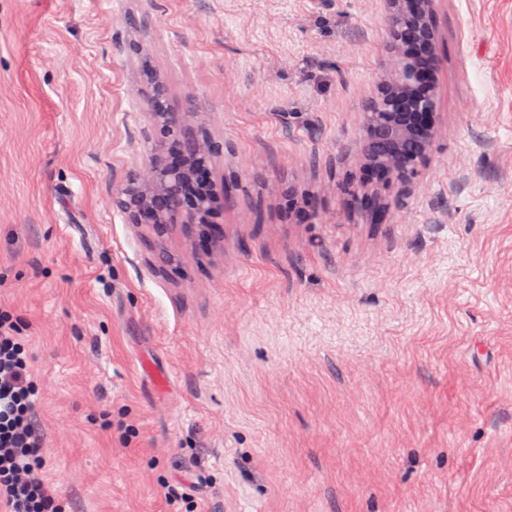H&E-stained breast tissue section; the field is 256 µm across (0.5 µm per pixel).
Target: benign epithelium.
Returning a JSON list of instances; mask_svg holds the SVG:
<instances>
[{
	"mask_svg": "<svg viewBox=\"0 0 512 512\" xmlns=\"http://www.w3.org/2000/svg\"><path fill=\"white\" fill-rule=\"evenodd\" d=\"M386 3L392 59L396 67L404 69L407 91L399 95H390L386 93L384 87H378L377 95L368 104V107L374 110V122L369 129V136L363 140L360 153L365 159L373 152L386 153L403 138L416 146V153L408 157L397 155L395 166L390 170L379 169L367 161L364 162V180L382 186L406 182L417 173L419 167L425 165L433 148L438 114L434 70L418 63V58L428 53L436 32L433 0H386ZM410 15L425 18L422 25L423 37L414 46L406 42V37L399 27L400 18ZM163 116L169 120H176L179 113H150L151 124L156 132L154 144L167 151L168 163L177 175L172 191L181 198V207L171 216L169 223L197 226V245L200 249L207 250L212 243L224 236V225L219 222L224 205L220 202L213 206L207 215L200 216V211L196 208V189L181 177L183 149L178 145L169 149L165 147V130L160 127V118ZM208 135L206 127L186 126L182 132L185 145L204 156L196 168L195 178L197 182L206 184L211 182L209 159L214 146H209L205 151L200 147V141L208 140ZM354 200L358 205L372 211L376 218L382 217L384 205L377 196L356 194ZM127 213L131 223L151 225L159 238L167 231V225L156 223L155 210L152 208L134 211L129 209Z\"/></svg>",
	"mask_w": 512,
	"mask_h": 512,
	"instance_id": "benign-epithelium-1",
	"label": "benign epithelium"
}]
</instances>
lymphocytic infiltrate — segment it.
<instances>
[{
  "mask_svg": "<svg viewBox=\"0 0 512 512\" xmlns=\"http://www.w3.org/2000/svg\"><path fill=\"white\" fill-rule=\"evenodd\" d=\"M25 349L11 322L0 321V500L9 512H58V492L42 475L43 436Z\"/></svg>",
  "mask_w": 512,
  "mask_h": 512,
  "instance_id": "f902f5d3",
  "label": "lymphocytic infiltrate"
}]
</instances>
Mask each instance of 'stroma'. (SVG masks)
Segmentation results:
<instances>
[{"label":"stroma","instance_id":"1","mask_svg":"<svg viewBox=\"0 0 512 512\" xmlns=\"http://www.w3.org/2000/svg\"><path fill=\"white\" fill-rule=\"evenodd\" d=\"M434 11V147L380 191L384 0H0V315L60 512H512V0ZM144 53L208 123L206 252L113 202Z\"/></svg>","mask_w":512,"mask_h":512}]
</instances>
